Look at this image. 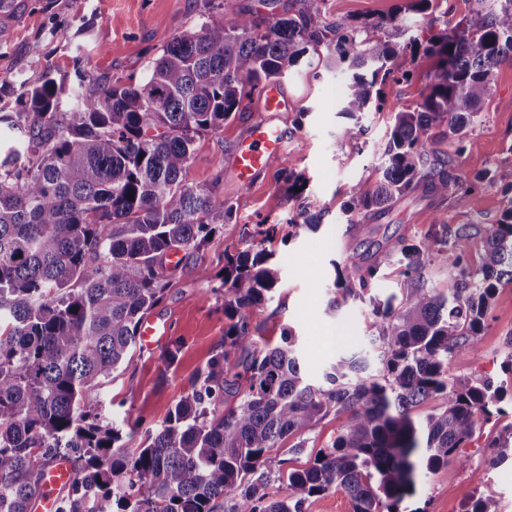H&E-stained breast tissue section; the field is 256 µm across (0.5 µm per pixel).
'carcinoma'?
<instances>
[{
  "instance_id": "1",
  "label": "carcinoma",
  "mask_w": 512,
  "mask_h": 512,
  "mask_svg": "<svg viewBox=\"0 0 512 512\" xmlns=\"http://www.w3.org/2000/svg\"><path fill=\"white\" fill-rule=\"evenodd\" d=\"M316 0L276 18L237 12L175 35L125 84H100L78 66L72 106L50 75L21 92L20 112H0V512H33L41 476L58 457L81 466L73 494L56 512H305L312 498L343 491L352 512H400L418 473L468 465L458 454L477 413L501 412L503 385L459 380L450 363L480 335L503 278L512 281V185L501 217L484 227L478 266L469 260L474 224H447L421 239L395 242L405 263L399 294L371 293L380 262L354 253L332 262L335 291L365 301L368 342L339 357L322 382L305 378L293 336L259 345L248 311L279 283L272 254L254 244L277 227L246 232L247 246L225 257L211 289L224 296V350L201 369L163 421L138 434L115 428L87 394L128 361L145 315L170 287V252L194 262L232 209L185 176L196 137L216 133L244 99L307 59L345 73L341 111L366 112L379 98L381 72L408 75L415 40L400 42L398 16L319 21ZM453 29L433 35L438 58L418 109L396 113L373 188L355 185L350 210L379 218L409 195L433 201L459 190L455 159L432 158L437 139L471 142L496 71L512 66V0H475ZM389 28L386 38L371 34ZM288 193L305 179L276 157ZM455 272L444 294L426 287L434 253ZM443 405L416 421L412 411ZM347 415L331 446L310 466L284 471L277 453L292 435L328 415ZM286 495L269 497L273 481ZM462 512H499L495 497L474 495Z\"/></svg>"
}]
</instances>
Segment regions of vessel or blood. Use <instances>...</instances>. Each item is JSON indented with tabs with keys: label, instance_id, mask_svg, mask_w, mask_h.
I'll list each match as a JSON object with an SVG mask.
<instances>
[{
	"label": "vessel or blood",
	"instance_id": "1",
	"mask_svg": "<svg viewBox=\"0 0 512 512\" xmlns=\"http://www.w3.org/2000/svg\"><path fill=\"white\" fill-rule=\"evenodd\" d=\"M288 99L281 87L266 90L263 98L265 118L253 123L240 139L232 157V168L239 183L248 184L279 156L287 142L286 131L277 123L275 115L287 111ZM170 336V325L154 320L141 325L140 340L143 348L152 349L164 345ZM75 471L68 459L59 458L48 468L42 482L40 508L42 512H54V505L61 489L69 486Z\"/></svg>",
	"mask_w": 512,
	"mask_h": 512
}]
</instances>
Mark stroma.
I'll return each instance as SVG.
<instances>
[{
  "mask_svg": "<svg viewBox=\"0 0 512 512\" xmlns=\"http://www.w3.org/2000/svg\"><path fill=\"white\" fill-rule=\"evenodd\" d=\"M221 9L207 12L204 0H15L11 15L0 16L10 30V40L0 47V105L14 110L21 85L38 83L49 73L63 85L75 81L78 60L90 62L100 83L141 78L150 62L161 55L169 40L182 30L198 25L207 16L253 11L264 15L287 13L293 0H221ZM405 0H321L323 21L340 17L374 21L398 15L407 37L424 40L452 28L470 8L468 0H434L430 14L405 10ZM436 60L419 56L410 76L390 73L381 84L380 108L362 113L358 120L340 114L336 88L342 76L336 72L298 66L281 84L291 105L278 121L288 130L284 151L294 173L306 180L303 198H289L288 185L278 166H271L250 185L233 178L230 158L249 126L263 118L260 93L245 100L242 112L225 122L221 131L204 134L195 142V158L186 182L196 189H215L219 200L231 205L233 214L202 247L207 276L194 264L173 271L164 299L151 317L171 326L172 339L181 343L174 363H166L163 348H136L128 363L94 388L97 401L113 425L146 429L160 423L169 407L189 389L224 340V300L211 289L224 272V257L243 246V229L258 224L277 225L275 236L265 241L280 269V283L273 298L250 309L252 324L262 340L277 345L282 335L296 337L304 371L318 377L323 367L345 351L348 344H365L369 318L365 304L348 300L329 310L334 279L333 264L349 254L379 251L380 296L397 292L404 264L400 253L389 252L385 243L412 240L428 232L433 221L443 224L496 223L501 213V189L512 183V67H501L485 99L477 123L469 132L473 142L456 159L455 172L464 182L493 170L492 183L477 186L465 199L450 196L432 204L408 196L393 204L389 215L367 219L362 232L347 230L351 191L356 184L374 185L385 162L384 150L394 116L414 110L432 81ZM358 124L357 139L343 141L341 128ZM316 201L321 226L303 229L304 199ZM298 223L297 236H289V223ZM512 356V282L501 280L487 311L485 328L469 353L450 365L460 380L483 377L494 382L512 380L505 363ZM502 414L479 419L465 444L469 464L453 473H424L415 493L406 498L409 512H460L473 493L493 495L499 512H512V459L492 464L500 445L512 441V390L501 402ZM347 421L330 415L306 433L290 436L280 457L290 467L312 463L315 454L328 447ZM301 452H293L297 441Z\"/></svg>",
  "mask_w": 512,
  "mask_h": 512,
  "instance_id": "1",
  "label": "stroma"
}]
</instances>
